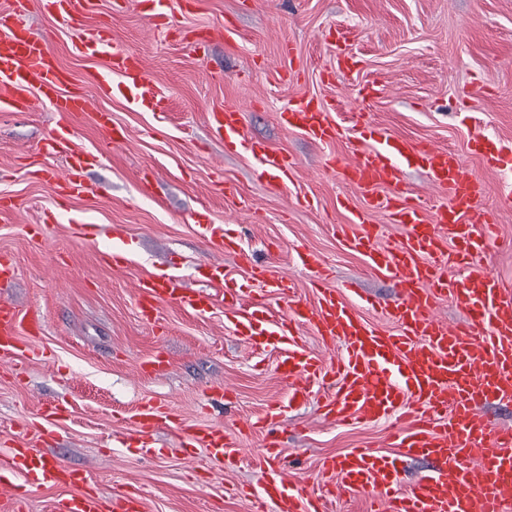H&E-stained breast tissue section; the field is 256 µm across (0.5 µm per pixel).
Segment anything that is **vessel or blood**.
I'll return each instance as SVG.
<instances>
[{"label": "vessel or blood", "instance_id": "vessel-or-blood-1", "mask_svg": "<svg viewBox=\"0 0 512 512\" xmlns=\"http://www.w3.org/2000/svg\"><path fill=\"white\" fill-rule=\"evenodd\" d=\"M25 3L14 0L13 21L0 35V109L30 111L39 95L60 118L92 114L105 140L124 142L125 131L112 129L109 112L96 100L122 95L134 107L155 109L159 100L143 60L110 50V37L104 32L78 33L72 43L75 53L106 57L107 65L92 75L95 95L68 87V73L46 39L23 23ZM150 4L158 27L170 26L175 9L186 6L185 0ZM45 6L61 24L73 28L92 0H45ZM335 58L336 74L358 67L345 36L336 39ZM334 110V105L305 98L280 112L278 121L328 145L344 135L332 117ZM208 124L226 152H243L255 160L271 189H282L291 181L295 159L248 137L240 109H216L209 113ZM473 144L488 166L512 165V155L501 145L482 136ZM59 148L69 153L71 163L55 174L56 184L72 197L96 194V186L82 176L94 154L71 148L65 140ZM327 165L341 170L363 198L359 204L347 196L337 201L357 226L345 234L344 242L363 256L369 272L395 281L400 298L382 309L393 331L367 322L339 290L320 289L317 304L310 305L296 298L292 278L261 268L252 274L253 286L273 289L288 299L289 310L274 319L264 306H254L236 316V334L255 348H280L276 371L287 387L288 407L301 406L314 383L331 377L336 389L323 402L328 416L343 424H388L397 452L354 448L341 459L324 460L325 473L336 478L333 493L365 492L371 512H512V429L480 411L489 402L512 405V285L481 266L497 229L483 205L487 184L453 150L361 122L347 153L329 157ZM408 169L421 172L431 189L446 196V203L430 207L406 191L403 175ZM375 212L385 213L389 223L401 227L396 246L379 245L378 228L370 222ZM194 224L216 252L237 249V240L212 221L209 210L197 212ZM452 265L464 268L462 278L449 279L447 269ZM209 279L223 288L225 306L236 307L244 290L227 277L222 264H214ZM135 288L139 309L149 319L165 301L195 314L207 312L213 304L211 294L188 290L180 276L167 272L138 279ZM447 299L464 311V320L450 323L437 317V306ZM43 327L35 312L22 313L0 301V356H19L26 339L42 334ZM303 327L340 342L341 359L327 363L309 354L301 346ZM170 418L169 412L146 400L132 415L131 430L146 434ZM276 420L275 414L267 413L253 423L268 433L265 448L255 459L265 478L253 494L254 512H312L307 487L289 480L278 439L268 432ZM183 434L185 447L202 449L222 470H235L243 461L239 442L223 429L196 425ZM402 450L433 462L432 469L408 487L402 482ZM8 456L25 483L62 490L54 512H141V494L125 491L111 500L86 491L84 475L61 463L47 464L31 447H10Z\"/></svg>", "mask_w": 512, "mask_h": 512}]
</instances>
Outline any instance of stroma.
I'll return each instance as SVG.
<instances>
[{"instance_id":"35a3bbf8","label":"stroma","mask_w":512,"mask_h":512,"mask_svg":"<svg viewBox=\"0 0 512 512\" xmlns=\"http://www.w3.org/2000/svg\"><path fill=\"white\" fill-rule=\"evenodd\" d=\"M96 2L84 31H110L116 49L142 57L161 104L148 111L121 96L103 101L113 124L130 134L109 148L89 114L63 122L46 106L0 112V254L18 267L17 278L0 285V299L44 320L25 355L0 358V482L21 486L22 512H52L60 490L22 486L9 463L8 448L27 443L47 462L86 471L100 494L140 490L145 512H251L261 471L247 463L220 472L200 451L185 459L176 426L151 433L154 457L130 453V418L143 401L166 404L185 424L223 428L248 459L265 445L250 421L286 399L278 350L252 348L236 335L223 291L206 282L208 264L222 262L243 285L252 268L283 271L312 304L317 272L294 263L306 249L324 259L326 286L346 289L370 323L389 328L378 307L398 299L394 283L366 273L362 256L336 234L348 221L337 200L357 190L326 160L345 153L347 142L315 144L282 127L278 113L315 96L338 102L334 117L346 128L363 116L393 135L463 155L488 183L484 205L498 225L483 266L512 284V201L499 193L512 171L486 167L468 148L477 133L512 148V0H196L164 29L137 0ZM228 17L243 35L233 45L222 35ZM24 22L94 94L90 77L105 58L76 55L71 31L43 0H30ZM193 29L204 34L196 51L181 37ZM340 31L360 61L353 82L379 81L385 95L365 98L327 80ZM224 106L241 108L251 136L295 158L286 189L271 190L249 157L212 138L207 115ZM58 135L101 151L83 172L99 195H59L52 175L66 157L50 147ZM204 207L239 252L217 254L200 238L194 215ZM116 244L128 259L121 271L106 261ZM164 270L210 290L211 311L195 315L164 302L152 321L142 320L133 284ZM159 353L165 370L143 374L141 363ZM224 385L230 394L213 401ZM322 398L313 389L302 408L278 420L288 476L325 497V512H368L366 494L329 498L322 462L366 444L390 449L387 427L341 425L325 415ZM48 404L69 409L59 427L42 426Z\"/></svg>"}]
</instances>
